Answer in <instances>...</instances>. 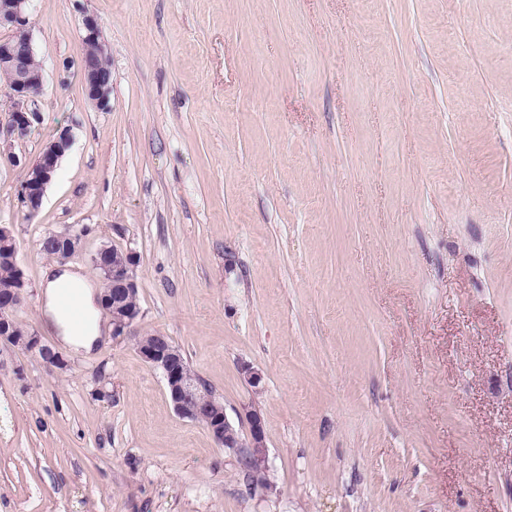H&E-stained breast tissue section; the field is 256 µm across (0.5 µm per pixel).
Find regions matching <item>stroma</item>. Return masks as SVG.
<instances>
[{"label": "stroma", "mask_w": 512, "mask_h": 512, "mask_svg": "<svg viewBox=\"0 0 512 512\" xmlns=\"http://www.w3.org/2000/svg\"><path fill=\"white\" fill-rule=\"evenodd\" d=\"M31 34L39 118L6 132L0 81V146L71 143L34 214L0 165V224L68 365L0 344V512H512V0H34ZM71 226L68 269L133 249L139 330L260 411L270 490L107 314L62 348L38 240ZM83 47H90L92 53L82 54L80 78L86 98L99 110L109 108L112 95V71L101 61L108 58V48L101 36L98 18L86 14L82 20Z\"/></svg>", "instance_id": "obj_1"}]
</instances>
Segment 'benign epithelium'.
Returning a JSON list of instances; mask_svg holds the SVG:
<instances>
[{
    "mask_svg": "<svg viewBox=\"0 0 512 512\" xmlns=\"http://www.w3.org/2000/svg\"><path fill=\"white\" fill-rule=\"evenodd\" d=\"M32 2L0 0V28L9 29L8 35L0 37V72L12 76L8 129L19 139L30 133L33 121L38 119L37 98L44 89L42 64L36 60L30 34ZM82 26L83 47L91 48V52L83 54L80 60L82 88L97 109L106 110L112 95V71L102 64V60L108 58V48L95 15H84ZM69 144L67 133L60 134L43 148L32 165L26 167L20 200L29 213L34 214L41 208L47 185ZM85 233V228L73 227L63 233L49 234L42 242V249L52 252V257L59 261L68 260L81 251ZM1 261L21 269L17 242L7 224H0ZM90 263L101 275L99 303L112 318V335L135 338L136 350L143 360L161 372L176 414L203 425L219 446L237 453L241 464L265 462L266 436L259 410L252 407L244 413L248 425L246 433L236 430L212 389L185 363L180 347L162 334L154 333L144 338L138 332L141 308L130 303L138 290L136 252L126 249L115 255L110 246L103 245L90 256ZM25 296L22 275L10 285H0V342L36 350L56 368H65L67 361L60 353L42 345L35 333L18 327L14 311L23 304Z\"/></svg>",
    "mask_w": 512,
    "mask_h": 512,
    "instance_id": "obj_1",
    "label": "benign epithelium"
}]
</instances>
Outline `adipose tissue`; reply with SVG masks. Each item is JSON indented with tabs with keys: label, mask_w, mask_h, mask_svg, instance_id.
I'll return each instance as SVG.
<instances>
[{
	"label": "adipose tissue",
	"mask_w": 512,
	"mask_h": 512,
	"mask_svg": "<svg viewBox=\"0 0 512 512\" xmlns=\"http://www.w3.org/2000/svg\"><path fill=\"white\" fill-rule=\"evenodd\" d=\"M70 282L81 288V299L85 312L83 321L76 322L59 308L57 295L61 284ZM43 313L48 325L54 327L61 342L76 351L91 350L101 337V326L96 313L94 292L85 276L71 270L56 267L47 274L42 286Z\"/></svg>",
	"instance_id": "adipose-tissue-1"
}]
</instances>
